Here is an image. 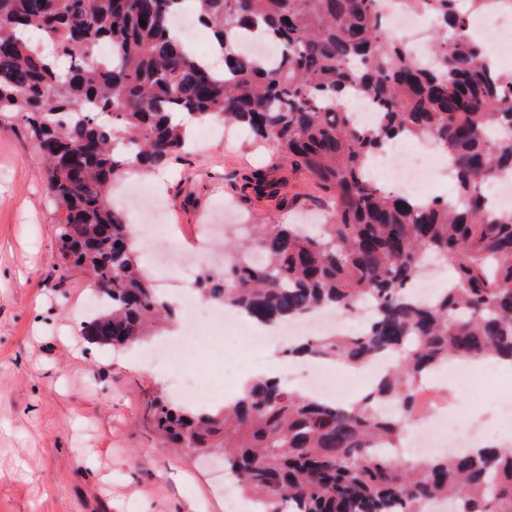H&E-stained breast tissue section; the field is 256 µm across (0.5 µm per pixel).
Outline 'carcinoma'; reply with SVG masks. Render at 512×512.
I'll use <instances>...</instances> for the list:
<instances>
[{
    "label": "carcinoma",
    "mask_w": 512,
    "mask_h": 512,
    "mask_svg": "<svg viewBox=\"0 0 512 512\" xmlns=\"http://www.w3.org/2000/svg\"><path fill=\"white\" fill-rule=\"evenodd\" d=\"M196 2L214 40L262 29L279 64L238 43L214 73L172 29L182 0H0V116L20 119L42 157L62 268L99 285L100 306L79 335L122 347L169 323L172 309L141 266L112 190L132 171L188 161L184 117L242 125L251 145L289 174H307L320 194H283L285 179L264 167L227 179L279 212L313 203L326 217L314 231L267 217L234 246L232 266L200 274L196 292L264 324L373 301L377 316L360 335L305 339L299 350L353 365L395 355L375 397L394 400L401 415L379 416L369 396L346 409L258 380L218 408L155 397L161 442L186 453L220 449L262 512H283L285 500L293 512H424L435 500L512 512V452H371L403 440L423 373L461 358L512 361V211L491 209L481 190L512 175V74L490 65L468 30L485 0H470L468 13L458 0H424L440 24L428 62L384 37L382 0ZM104 43L109 64L98 60ZM346 98L375 105L380 123L355 125ZM404 137L448 153L453 196L419 205L375 181L374 156ZM434 259L450 265V286L421 304L407 288Z\"/></svg>",
    "instance_id": "1"
}]
</instances>
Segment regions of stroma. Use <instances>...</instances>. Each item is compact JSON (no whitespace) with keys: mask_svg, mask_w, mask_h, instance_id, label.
I'll use <instances>...</instances> for the list:
<instances>
[{"mask_svg":"<svg viewBox=\"0 0 512 512\" xmlns=\"http://www.w3.org/2000/svg\"><path fill=\"white\" fill-rule=\"evenodd\" d=\"M264 162L246 139L229 148L212 135L187 168L141 184L190 231L228 201L276 214L271 201H241L224 184ZM42 179L22 122L0 119V512H226L223 457L172 452L148 424L149 401L174 395L175 373L141 365L136 349L81 338L91 282L61 269ZM510 399L511 374L475 371L454 419L460 436L507 434L499 404Z\"/></svg>","mask_w":512,"mask_h":512,"instance_id":"obj_1","label":"stroma"}]
</instances>
